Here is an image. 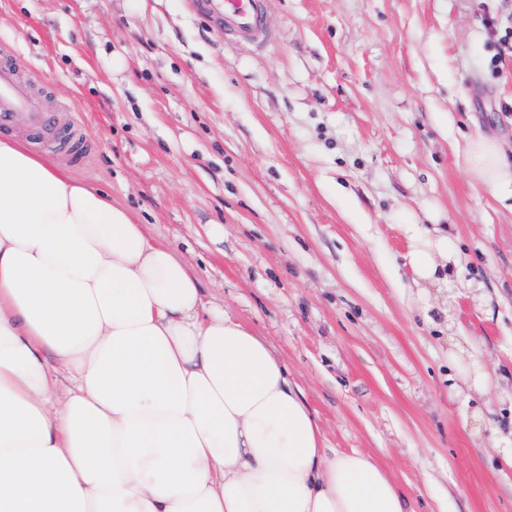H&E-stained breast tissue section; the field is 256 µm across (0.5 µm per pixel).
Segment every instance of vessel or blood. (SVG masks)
I'll use <instances>...</instances> for the list:
<instances>
[{
	"label": "vessel or blood",
	"instance_id": "obj_1",
	"mask_svg": "<svg viewBox=\"0 0 512 512\" xmlns=\"http://www.w3.org/2000/svg\"><path fill=\"white\" fill-rule=\"evenodd\" d=\"M210 6L223 20L225 33L248 40L263 37L262 0H210ZM19 72L16 55L7 53L0 60V133L10 132L21 123L40 127L49 120Z\"/></svg>",
	"mask_w": 512,
	"mask_h": 512
}]
</instances>
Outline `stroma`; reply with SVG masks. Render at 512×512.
<instances>
[{
  "label": "stroma",
  "mask_w": 512,
  "mask_h": 512,
  "mask_svg": "<svg viewBox=\"0 0 512 512\" xmlns=\"http://www.w3.org/2000/svg\"><path fill=\"white\" fill-rule=\"evenodd\" d=\"M267 43L203 0H0V44L89 143L17 125L175 247L263 336L328 447L411 512H512V201L468 141L512 144V0H263ZM448 227L430 291L412 228Z\"/></svg>",
  "instance_id": "stroma-1"
}]
</instances>
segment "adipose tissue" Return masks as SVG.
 Returning a JSON list of instances; mask_svg holds the SVG:
<instances>
[{
    "mask_svg": "<svg viewBox=\"0 0 512 512\" xmlns=\"http://www.w3.org/2000/svg\"><path fill=\"white\" fill-rule=\"evenodd\" d=\"M476 183L512 198L477 137ZM437 226L411 264L452 256ZM0 512H409L328 451L287 365L173 247L24 139H0Z\"/></svg>",
    "mask_w": 512,
    "mask_h": 512,
    "instance_id": "ef3b65f1",
    "label": "adipose tissue"
}]
</instances>
